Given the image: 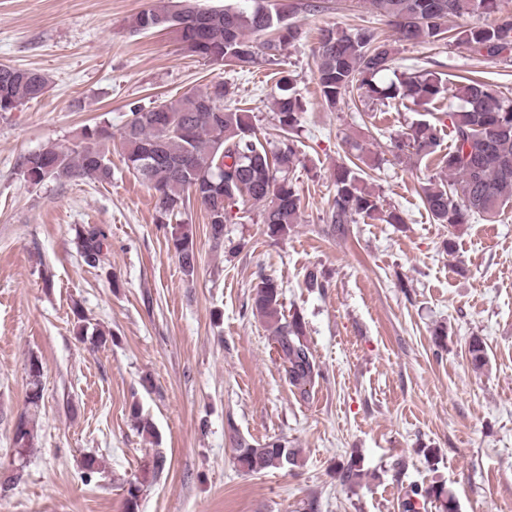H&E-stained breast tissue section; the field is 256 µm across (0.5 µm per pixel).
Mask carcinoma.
I'll return each instance as SVG.
<instances>
[{
  "label": "carcinoma",
  "instance_id": "obj_1",
  "mask_svg": "<svg viewBox=\"0 0 512 512\" xmlns=\"http://www.w3.org/2000/svg\"><path fill=\"white\" fill-rule=\"evenodd\" d=\"M501 0H367L369 7L385 16L398 40L436 43L448 39L469 48L472 57H497L512 51V19L494 24L448 28V18H463L474 11L500 12ZM322 0H295L288 9L271 11L227 4L222 9L199 6L196 0H155L150 7L131 15L126 27L132 34L152 30L177 33L184 53L217 66L246 68L261 54L276 56L287 44L303 38L300 26L285 23L286 15L315 13ZM315 80L324 103L336 107L343 96L361 91L380 99L412 98L430 103L447 93L459 106L444 113L448 119V152L437 154L442 128L429 122L412 124L404 136L391 141L395 160L411 156H437V167L448 177L433 178L421 186L424 208L436 224L448 225L442 248L455 252L454 233L477 215L492 224L512 201V100L498 95L486 80L471 75L445 85L438 73L422 70L402 73L389 82L378 77L391 70V43L370 28L321 30L315 49ZM275 99L274 119L282 133L272 153L261 144L249 112L236 106L234 90L214 81L205 90L175 100H163L143 108L132 106L121 132V152L127 168L152 191L158 223L169 226L168 245L184 273L195 271L197 256L192 226L173 223L191 201L201 202L214 247L224 246V225L231 223L232 208L248 203L262 205L259 223L270 237L288 234L300 223L302 200L289 174L300 164L297 136L303 108L286 93ZM49 88L48 77L37 69L0 64V112L8 113L37 101ZM112 132L106 123L83 126L76 142L68 147L48 144L21 157L19 174L31 185L45 182L112 179L106 142ZM358 165L342 164L334 173V193L328 219L336 232L358 221L403 224L396 209H386L380 194L369 187ZM112 236L107 224H87L76 229L82 261L96 268ZM281 291L271 279L263 280L252 297V314L271 324L281 366L291 386L308 393L319 367L305 339V325L297 314L285 316ZM471 365L488 364L484 340L468 341ZM29 387L25 404L39 407L43 398L42 365L34 357L28 363ZM14 444L24 458L34 444V422L29 413L16 421ZM299 450L279 439L236 449L237 465L259 473L298 463ZM360 461L352 460L338 470L341 483L353 486L360 476ZM141 483H129L126 512H137ZM435 505L437 512H457L456 500L441 484L413 485L399 502V512H419Z\"/></svg>",
  "mask_w": 512,
  "mask_h": 512
}]
</instances>
